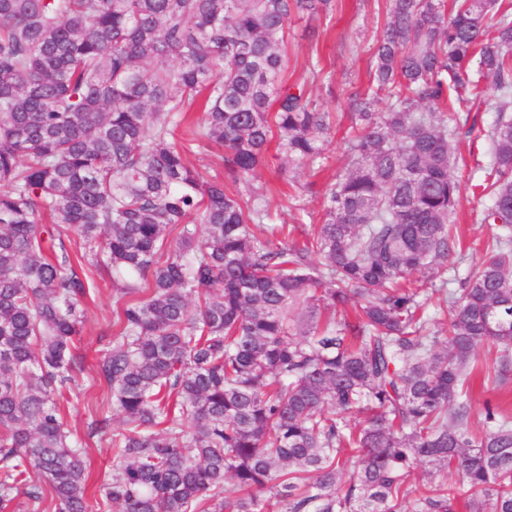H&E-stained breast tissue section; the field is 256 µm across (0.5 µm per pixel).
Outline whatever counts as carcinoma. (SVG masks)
Instances as JSON below:
<instances>
[{"mask_svg":"<svg viewBox=\"0 0 512 512\" xmlns=\"http://www.w3.org/2000/svg\"><path fill=\"white\" fill-rule=\"evenodd\" d=\"M330 2L0 0V512L21 494L27 512H268L267 493L284 512H402L418 462L435 471L411 512H457L463 487L469 512H512V419L487 403L485 431L463 430L478 347L512 369V6L385 0L346 164L297 242L241 186L274 132L285 174L323 154L333 113L286 84L281 45ZM483 79L493 249L459 288L427 289L410 275L448 260L460 199L448 113ZM201 141L224 177L191 165ZM71 233L122 282L93 376L123 417L120 465L92 500L60 402L83 379L90 295ZM434 294L452 310L441 348Z\"/></svg>","mask_w":512,"mask_h":512,"instance_id":"carcinoma-1","label":"carcinoma"}]
</instances>
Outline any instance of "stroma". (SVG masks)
<instances>
[{
    "instance_id": "35a3bbf8",
    "label": "stroma",
    "mask_w": 512,
    "mask_h": 512,
    "mask_svg": "<svg viewBox=\"0 0 512 512\" xmlns=\"http://www.w3.org/2000/svg\"><path fill=\"white\" fill-rule=\"evenodd\" d=\"M382 22V0H331L328 10L316 15L301 14L288 24L282 45L288 58L286 81L306 84L312 100L336 115V126L324 147L322 170L314 172L303 167L281 175V158L272 147L264 168L251 181L252 189L265 196L273 218L296 226L297 236L311 233L323 219L322 192L343 164L344 141L350 133L349 96L370 82L369 63ZM316 60L327 71L326 80L311 81L308 69ZM496 102L495 93L486 91L470 109L459 110L456 116L460 124H476L478 130L460 136L457 142L454 174L461 186V198L452 217L457 243L438 274L452 289L458 288L460 279L488 252V229L481 222L487 201L475 194L474 185L482 178L489 160V142L482 130L492 122ZM83 270L92 284L77 345L85 377L79 386L68 391L71 403L64 422L69 431L87 440L88 487L94 490L117 466L108 439L120 427L121 416L107 402L106 390L92 383L96 366L112 338L115 288L104 270L90 264L84 265ZM498 355V347L490 343L481 345L477 352L479 371L466 425L468 434L473 436L484 430L485 403L498 405L512 415V373L504 379L496 376Z\"/></svg>"
}]
</instances>
